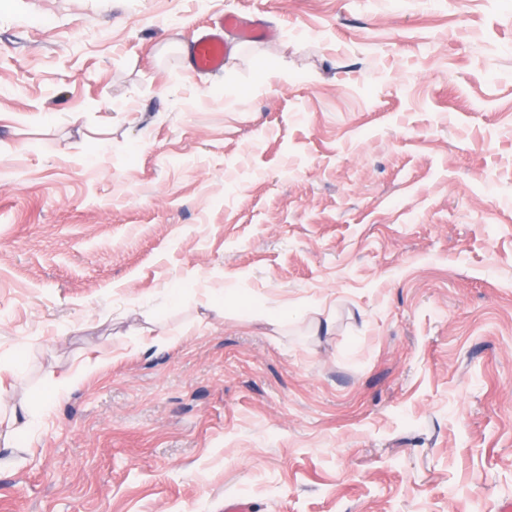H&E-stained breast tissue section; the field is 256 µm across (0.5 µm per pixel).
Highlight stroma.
<instances>
[{"instance_id": "1", "label": "stroma", "mask_w": 512, "mask_h": 512, "mask_svg": "<svg viewBox=\"0 0 512 512\" xmlns=\"http://www.w3.org/2000/svg\"><path fill=\"white\" fill-rule=\"evenodd\" d=\"M229 497L512 500V0H0V512ZM229 30L236 31L241 42H258L268 36L258 20L237 13L225 14L217 22L203 27L191 42V64L197 73L214 75L224 70V32Z\"/></svg>"}]
</instances>
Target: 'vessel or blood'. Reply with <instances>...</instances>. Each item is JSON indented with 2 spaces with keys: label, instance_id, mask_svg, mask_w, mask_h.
<instances>
[{
  "label": "vessel or blood",
  "instance_id": "obj_1",
  "mask_svg": "<svg viewBox=\"0 0 512 512\" xmlns=\"http://www.w3.org/2000/svg\"><path fill=\"white\" fill-rule=\"evenodd\" d=\"M229 30L237 32L244 42H258L267 35L259 21L237 13L225 14L217 22L203 27L191 43V64L197 73L214 75L223 71L226 54L224 34Z\"/></svg>",
  "mask_w": 512,
  "mask_h": 512
}]
</instances>
